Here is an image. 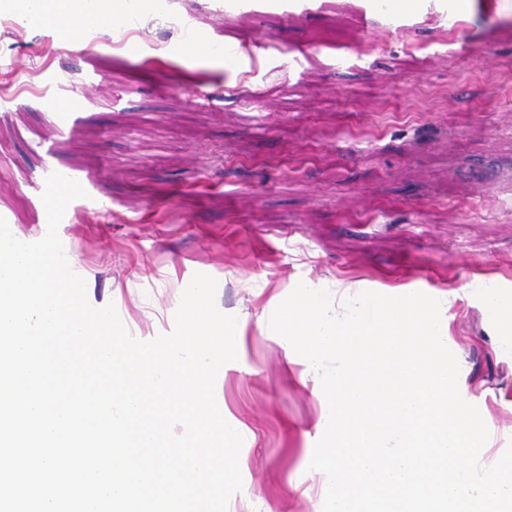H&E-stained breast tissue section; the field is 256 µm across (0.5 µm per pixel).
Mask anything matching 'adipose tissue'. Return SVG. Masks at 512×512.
<instances>
[{"instance_id":"adipose-tissue-1","label":"adipose tissue","mask_w":512,"mask_h":512,"mask_svg":"<svg viewBox=\"0 0 512 512\" xmlns=\"http://www.w3.org/2000/svg\"><path fill=\"white\" fill-rule=\"evenodd\" d=\"M124 11L119 0H0V12L37 20L69 40L112 26L122 19Z\"/></svg>"}]
</instances>
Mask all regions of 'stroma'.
Returning <instances> with one entry per match:
<instances>
[{
  "label": "stroma",
  "instance_id": "obj_1",
  "mask_svg": "<svg viewBox=\"0 0 512 512\" xmlns=\"http://www.w3.org/2000/svg\"><path fill=\"white\" fill-rule=\"evenodd\" d=\"M158 0L124 28L66 41L0 15V216L47 228L51 168L86 195L58 235L89 302L140 341L167 335L194 274L245 326L215 383L240 426L229 512H322L308 465L328 414L303 358L268 320L298 283L334 302L408 288L441 302L459 391L512 443V351L483 292H512V0H468L458 26L429 0L402 25L368 0ZM236 39L239 63L187 39ZM78 119L59 127L53 104ZM167 193L156 196L148 188Z\"/></svg>",
  "mask_w": 512,
  "mask_h": 512
}]
</instances>
